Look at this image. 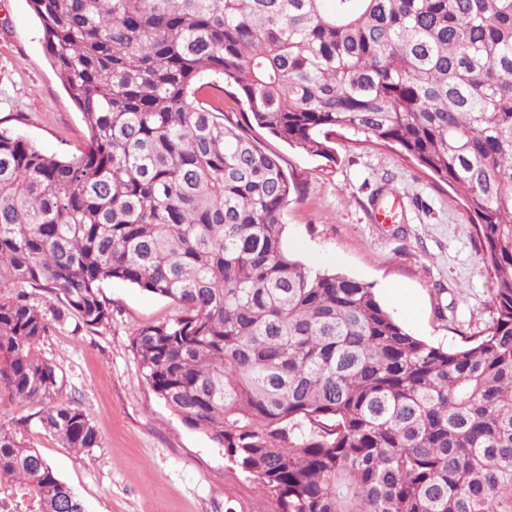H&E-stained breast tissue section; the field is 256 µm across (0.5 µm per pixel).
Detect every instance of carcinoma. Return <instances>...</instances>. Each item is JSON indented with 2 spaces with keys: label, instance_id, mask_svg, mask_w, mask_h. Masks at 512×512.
I'll return each mask as SVG.
<instances>
[{
  "label": "carcinoma",
  "instance_id": "obj_1",
  "mask_svg": "<svg viewBox=\"0 0 512 512\" xmlns=\"http://www.w3.org/2000/svg\"><path fill=\"white\" fill-rule=\"evenodd\" d=\"M82 113L70 160L0 129V393L43 405L49 320L95 331L119 280L176 302L131 347L152 390L277 512H512V0H28ZM327 161L394 144L456 189L493 283L485 335L444 350L372 288L285 251L294 183L224 113ZM63 447H98L71 402ZM85 512L0 426V484Z\"/></svg>",
  "mask_w": 512,
  "mask_h": 512
}]
</instances>
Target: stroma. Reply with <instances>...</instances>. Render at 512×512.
<instances>
[{
  "label": "stroma",
  "instance_id": "1",
  "mask_svg": "<svg viewBox=\"0 0 512 512\" xmlns=\"http://www.w3.org/2000/svg\"><path fill=\"white\" fill-rule=\"evenodd\" d=\"M0 127L59 158L79 155L88 139L27 0H0ZM248 133L280 156L296 185L284 215L293 258L368 284L406 331L435 346L457 347L492 322L494 284L477 230L448 185L391 145L340 137L329 162L258 127ZM378 204L396 209V219L376 222ZM101 292L112 320L95 331L53 320L57 301L35 296L52 318L38 351L57 366L58 399L80 405L98 447H63L33 408L4 395L0 425L20 427L86 512H275L262 486L232 467L207 434L186 426L143 378L130 333L175 318L177 304L119 281Z\"/></svg>",
  "mask_w": 512,
  "mask_h": 512
}]
</instances>
